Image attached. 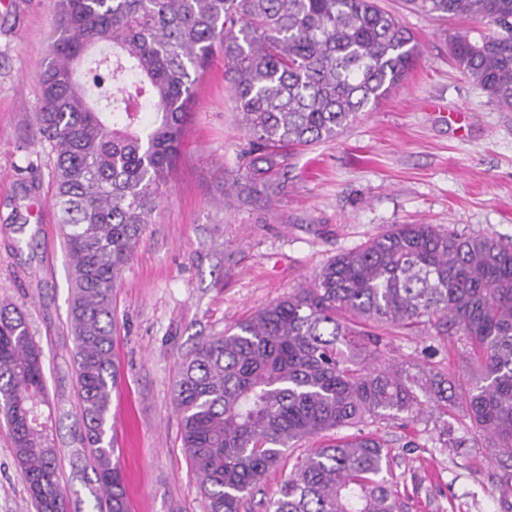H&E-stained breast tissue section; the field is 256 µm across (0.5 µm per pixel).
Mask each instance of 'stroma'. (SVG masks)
I'll return each instance as SVG.
<instances>
[{"mask_svg":"<svg viewBox=\"0 0 512 512\" xmlns=\"http://www.w3.org/2000/svg\"><path fill=\"white\" fill-rule=\"evenodd\" d=\"M380 5L414 35L416 67L335 141L295 155L288 189L272 203L237 196L245 139L223 56L197 81L177 162L112 293L118 386L109 424L129 512H207L173 401L178 363L201 339L222 335L393 224L512 239V110L453 66L448 39L463 22L411 11L403 0ZM53 27V0H0V304L27 313L43 350L70 510L94 512L93 473L70 456L84 432L71 268L50 201L49 158L35 138ZM386 340L397 357L462 374L447 343L430 356L427 336L396 330ZM374 430L391 447L407 512H493L494 451L462 411L383 420ZM460 437L467 447H453ZM0 512H34L1 422Z\"/></svg>","mask_w":512,"mask_h":512,"instance_id":"obj_1","label":"stroma"}]
</instances>
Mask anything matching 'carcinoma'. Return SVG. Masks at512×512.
Returning <instances> with one entry per match:
<instances>
[{
	"label": "carcinoma",
	"instance_id": "cac0c4a2",
	"mask_svg": "<svg viewBox=\"0 0 512 512\" xmlns=\"http://www.w3.org/2000/svg\"><path fill=\"white\" fill-rule=\"evenodd\" d=\"M438 19L489 22L452 35L456 67L512 110V0H405ZM55 38L35 112L53 155L73 277L83 447L102 496L128 512L105 441L117 374L112 290L172 171L193 84L218 53L246 146V195L288 187V149L330 142L399 87L414 36L376 0H54ZM457 337L469 377L389 355L383 333ZM182 448L208 512H243L287 451L310 448L264 512H404L391 449L365 428L425 409L465 408L496 448L495 512H512V240L394 224L341 251L298 288L179 363ZM43 352L27 314L0 305V415L36 512H67L49 417Z\"/></svg>",
	"mask_w": 512,
	"mask_h": 512
}]
</instances>
